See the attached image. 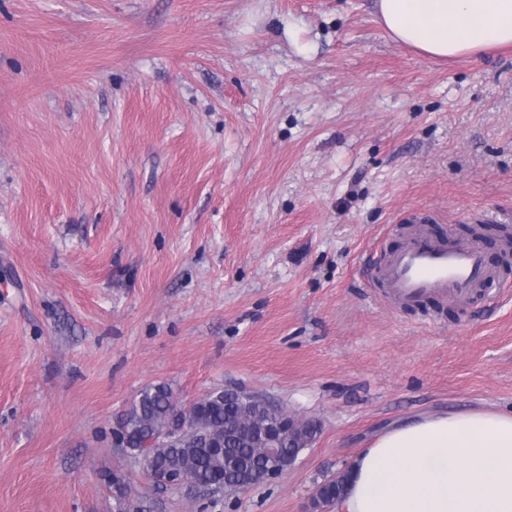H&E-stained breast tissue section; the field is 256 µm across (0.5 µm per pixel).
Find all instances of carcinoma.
I'll use <instances>...</instances> for the list:
<instances>
[{
	"mask_svg": "<svg viewBox=\"0 0 512 512\" xmlns=\"http://www.w3.org/2000/svg\"><path fill=\"white\" fill-rule=\"evenodd\" d=\"M175 414L173 391L166 383L141 390L126 413L125 447L136 455L146 453L153 457L154 484H161L168 469L180 471L186 485L203 491L210 490L218 471L229 485L253 487L266 483L262 450L245 437V432L259 422L258 412L222 390L210 392L187 412L188 427L179 442L159 450L155 445L158 434L171 425ZM345 481L343 471L334 482L322 486V505L340 502Z\"/></svg>",
	"mask_w": 512,
	"mask_h": 512,
	"instance_id": "obj_1",
	"label": "carcinoma"
}]
</instances>
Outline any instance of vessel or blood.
Masks as SVG:
<instances>
[{
    "label": "vessel or blood",
    "mask_w": 512,
    "mask_h": 512,
    "mask_svg": "<svg viewBox=\"0 0 512 512\" xmlns=\"http://www.w3.org/2000/svg\"><path fill=\"white\" fill-rule=\"evenodd\" d=\"M385 288L400 301L449 295L463 301L474 289L494 283L498 273L480 241L452 243L412 230L379 270Z\"/></svg>",
    "instance_id": "b4317fda"
}]
</instances>
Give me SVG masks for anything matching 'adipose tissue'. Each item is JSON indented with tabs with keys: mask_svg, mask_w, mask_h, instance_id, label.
<instances>
[{
	"mask_svg": "<svg viewBox=\"0 0 512 512\" xmlns=\"http://www.w3.org/2000/svg\"><path fill=\"white\" fill-rule=\"evenodd\" d=\"M394 40L440 60L512 45V0H374ZM340 512H512V413L430 414L349 463Z\"/></svg>",
	"mask_w": 512,
	"mask_h": 512,
	"instance_id": "1",
	"label": "adipose tissue"
}]
</instances>
